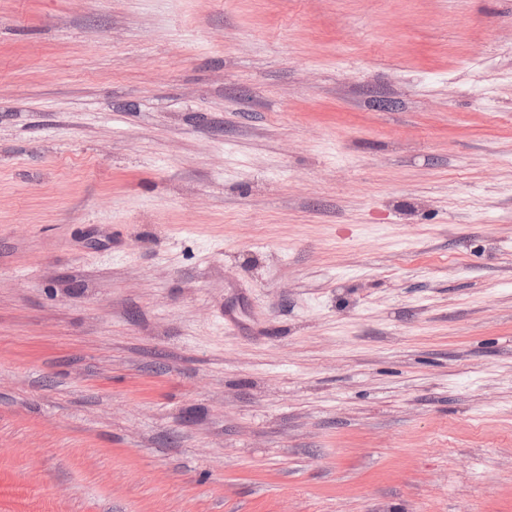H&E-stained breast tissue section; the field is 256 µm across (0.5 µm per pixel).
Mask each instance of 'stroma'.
<instances>
[{
	"label": "stroma",
	"instance_id": "35a3bbf8",
	"mask_svg": "<svg viewBox=\"0 0 512 512\" xmlns=\"http://www.w3.org/2000/svg\"><path fill=\"white\" fill-rule=\"evenodd\" d=\"M0 512H512V0H0Z\"/></svg>",
	"mask_w": 512,
	"mask_h": 512
}]
</instances>
